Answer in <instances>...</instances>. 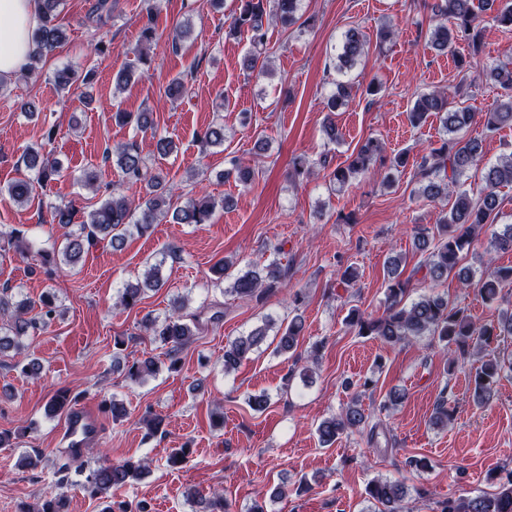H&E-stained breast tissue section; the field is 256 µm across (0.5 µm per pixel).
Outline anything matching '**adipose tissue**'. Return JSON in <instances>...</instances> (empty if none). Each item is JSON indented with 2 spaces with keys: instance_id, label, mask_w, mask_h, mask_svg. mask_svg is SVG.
Segmentation results:
<instances>
[{
  "instance_id": "obj_1",
  "label": "adipose tissue",
  "mask_w": 512,
  "mask_h": 512,
  "mask_svg": "<svg viewBox=\"0 0 512 512\" xmlns=\"http://www.w3.org/2000/svg\"><path fill=\"white\" fill-rule=\"evenodd\" d=\"M38 23V0H0V81L8 82L28 62L30 35Z\"/></svg>"
}]
</instances>
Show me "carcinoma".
Wrapping results in <instances>:
<instances>
[{"instance_id":"1","label":"carcinoma","mask_w":512,"mask_h":512,"mask_svg":"<svg viewBox=\"0 0 512 512\" xmlns=\"http://www.w3.org/2000/svg\"><path fill=\"white\" fill-rule=\"evenodd\" d=\"M238 7L232 16L228 35L244 33L249 37L251 50L245 59L247 70L262 76L268 73L265 60L261 59L267 43L265 21L276 19L283 26L295 24L301 0H237ZM60 0H40V13L37 27L32 34L35 45L25 69L32 75L42 59L52 53L66 39L60 25L56 23L57 8ZM490 13V19L497 26L512 28V0H505L494 7L493 0H437L434 15L452 19L451 24L440 23L431 32V45L440 54L454 53L456 45L464 42L471 52L479 53L482 38V15ZM367 53V40L356 27L344 32L339 52L332 60V68L339 74L352 70ZM489 78L506 91L505 99L497 111L485 115V125L489 130L512 123V70L494 68ZM77 81L73 70L64 67L55 73L54 83L58 90L67 93ZM351 85L347 81H336L327 108L334 112L346 104L350 98ZM439 118L445 136L433 144L429 150L418 157L413 164L415 175L420 183V197L429 201H447L454 198L451 206L443 213L439 224L430 228L417 225L414 228V247L420 254V260L414 265L408 276H403L406 259L400 255L388 258L386 265V309L378 317L366 316L357 308L350 310L346 322L360 336H371L385 345L395 346L402 342L424 336L439 343L448 356V370L458 368V357L469 353L480 355L500 337H512V312L504 311L494 323L476 321L467 309L452 304L448 298L433 292L409 299L412 281L421 276L424 281L440 282L452 275L464 287L475 286L487 301L498 299L502 288L512 284V266L495 264L494 254L499 251H512V224L505 225L500 232L493 230L498 223L501 202L498 189L512 183V155L484 168L481 186L477 190L464 188L462 178L477 165L482 156V140L459 136V132L469 127L475 118L470 106L460 102L455 105L440 92L419 95L410 112L411 124L419 125L429 117ZM205 147H217L224 144V126L212 125L202 136ZM383 142L377 138L366 139L350 156L345 166H338L329 174V183L340 188L347 186L358 175L369 170L376 162L399 170L406 167L408 155L398 154L389 160L384 155ZM106 160L114 161L117 168L129 183L144 181L148 194L137 205L140 216L132 220V202L123 196L115 195V190L105 187L98 205L85 212L83 220L75 223L77 210L68 203L51 206L52 223L63 229L61 243H53L46 249L38 250L40 264L46 272L62 266L75 267L82 260L89 247L96 242L109 239L114 248L124 245L127 237L133 234H146L158 216L172 214L177 224H206L219 208L229 206L222 199L216 201L208 197L186 198L183 205L170 209L164 195L165 176L158 169L150 173L134 144H126L114 151L106 152ZM24 169L18 177L0 187V193L15 202L28 204L35 199L36 189L61 176L57 162L49 159L39 150L29 148L22 158ZM491 231L487 275L474 279L467 267L462 265L465 255L471 250L476 237ZM162 263L151 265L144 277L127 284L119 292V306L124 309L136 307L149 291L163 287ZM210 284L220 288L229 282L226 291L240 297L260 298L278 287L285 277V270L277 261L259 268L247 263L245 268L235 270V263L220 260L210 269ZM39 309V316L30 313ZM185 304L174 307L173 311L161 321L152 318L145 324L153 341L177 351L189 343L201 330L199 319L194 314L184 313ZM57 313L56 297L47 291L38 299H21L3 289L0 291V354L14 353L15 366L22 373L37 375L42 371L41 360L27 350L25 337L37 329L39 324L47 325ZM303 331L300 316H294L287 327L266 319L247 334L236 338L224 346V370L237 368L250 354L257 351L269 333L278 338L276 352L288 355L297 349ZM160 365L155 357L148 355L126 365L127 379L133 384H143L159 371ZM512 372V357L498 352L488 354L481 364L469 372L473 385V401L481 406L490 402L494 388L502 373ZM454 417V408L448 398L442 397L436 404L432 418L434 424L448 427ZM372 414L365 411L359 397L354 396L338 415L321 420L316 433L324 446L333 445L341 435L366 434L367 442L377 441L379 424H370ZM149 471L145 461L114 465L98 463L97 467L86 475L82 487L84 492L105 503L102 512H112V490L126 486L131 479ZM493 479L497 481V490L490 494L474 497H450L439 503V512H512V469L495 471ZM368 499L372 500L371 512H402V504L408 495V487L400 481L376 479L366 489ZM67 495L50 493L34 508L24 507L20 512H68ZM207 512H232L231 504L224 494L214 491L204 498Z\"/></svg>"}]
</instances>
